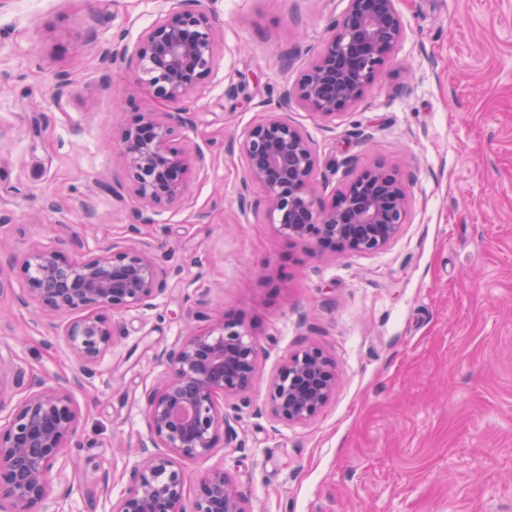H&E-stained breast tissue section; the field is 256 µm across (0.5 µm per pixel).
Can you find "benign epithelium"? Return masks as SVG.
<instances>
[{"label": "benign epithelium", "instance_id": "obj_1", "mask_svg": "<svg viewBox=\"0 0 512 512\" xmlns=\"http://www.w3.org/2000/svg\"><path fill=\"white\" fill-rule=\"evenodd\" d=\"M404 34L395 0H348L330 25L314 60L294 85L282 88L276 110L247 130L238 142L245 158L239 205H252L249 187L263 188L266 213L277 231L323 254L373 253L407 223L408 202L398 172L382 164L352 175L335 200L325 204L313 183L317 156L309 136L288 122L285 112L299 103L321 116H334L360 101L375 82ZM218 42L216 29L198 0L176 6L143 35L132 57L134 83L167 105L144 112L119 133L122 157L131 174V192L140 207L130 229L155 212L184 200L191 168L205 155L187 154L177 132L194 126L190 94L210 76ZM123 36L105 49L102 61L125 57ZM27 291L23 304L36 301L48 313L79 312L67 330L70 352L86 376L95 373L112 348L117 327L104 310L149 307L163 292L168 269L154 254L134 247H106L65 261L43 248L21 264ZM258 343L238 321H216L191 330L163 351L164 376L147 395L150 442L130 474V486L115 512H247L244 499L222 469L205 472L196 498L184 494L181 462L212 454L218 433L230 428L226 408L247 403L255 384ZM13 385L19 398L0 423V504L9 512H41L53 483L55 463L74 460L82 448L81 414L69 389L50 387L18 369ZM336 390L329 358L315 346L289 355L269 385V413L288 423L314 418Z\"/></svg>", "mask_w": 512, "mask_h": 512}]
</instances>
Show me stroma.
Masks as SVG:
<instances>
[{"instance_id":"obj_1","label":"stroma","mask_w":512,"mask_h":512,"mask_svg":"<svg viewBox=\"0 0 512 512\" xmlns=\"http://www.w3.org/2000/svg\"><path fill=\"white\" fill-rule=\"evenodd\" d=\"M348 0H201L220 32L213 74L192 94L180 145L203 151L182 204L130 232L137 207L118 132L162 111L101 62L116 33L138 49L167 0H0V393L23 369L70 386L79 465L44 512H113L150 436L160 353L218 319L241 320L259 353L249 404L213 453L184 461L185 495L223 468L247 512H512V0H397L405 34L374 86L326 120L291 123L318 157L331 202L377 163L406 174L408 221L383 249L317 255L281 236L228 143L295 82ZM69 82L57 91L59 78ZM134 246L170 268L152 307L111 314L124 334L92 378L66 336L72 312L20 305L26 254ZM320 347L336 392L310 421H276L267 388L300 346Z\"/></svg>"}]
</instances>
